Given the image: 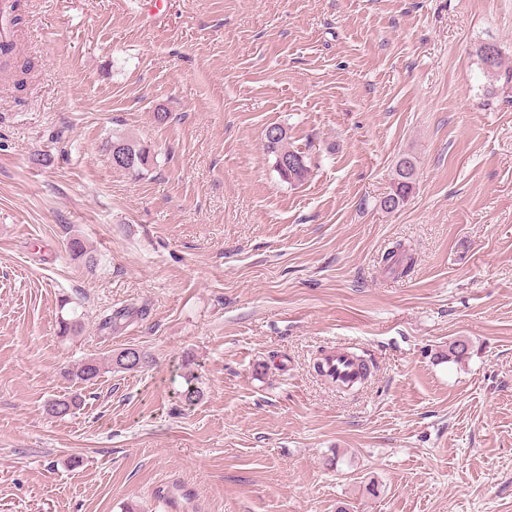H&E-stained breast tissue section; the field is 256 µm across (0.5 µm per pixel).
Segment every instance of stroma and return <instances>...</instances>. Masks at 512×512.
<instances>
[{"label":"stroma","mask_w":512,"mask_h":512,"mask_svg":"<svg viewBox=\"0 0 512 512\" xmlns=\"http://www.w3.org/2000/svg\"><path fill=\"white\" fill-rule=\"evenodd\" d=\"M25 2L34 69L0 71V512H170L161 485L193 487L181 512H512V103L474 54L512 66V0ZM339 347L374 365L350 391L313 369ZM127 348L147 364L65 375ZM270 127H274L280 130L270 131V137H277L280 135V132L281 136L278 138L270 139L267 136V130ZM264 139L266 149L268 152L274 155V165L280 177L284 181H287L288 183H302L308 179L311 173L310 158L307 157L304 151H301L297 147H294L292 144L288 143V128L277 123L271 124L265 129ZM288 159L294 160V165H283V162H289ZM113 145H119L130 156L131 163L115 167L139 175L150 166L152 156L150 150L136 141L120 136H112V141L108 145L112 165H122L125 161V155L118 147L111 148ZM111 148V149H110ZM416 163L411 156L403 157L399 160L396 169V176L392 185L391 193H393L402 203L411 195L415 185ZM392 194H386L382 199L386 205L392 208L395 204V198ZM81 401L80 394L51 399L46 402L45 410L50 416L62 419L72 414L81 405Z\"/></svg>","instance_id":"35a3bbf8"}]
</instances>
